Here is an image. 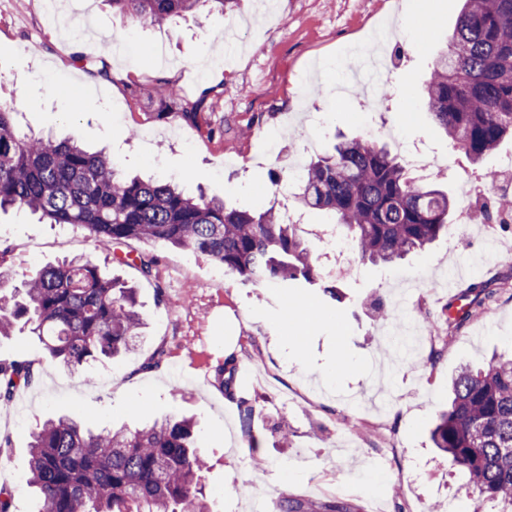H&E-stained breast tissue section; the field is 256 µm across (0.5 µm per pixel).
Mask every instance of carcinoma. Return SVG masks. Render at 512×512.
<instances>
[{"label":"carcinoma","mask_w":512,"mask_h":512,"mask_svg":"<svg viewBox=\"0 0 512 512\" xmlns=\"http://www.w3.org/2000/svg\"><path fill=\"white\" fill-rule=\"evenodd\" d=\"M107 2L147 27L193 12L200 0ZM424 103L473 165L512 139V0H464ZM206 107L204 93L179 116L195 125ZM15 114L0 105V210L79 224L109 253L132 239L163 241L208 257L243 282L285 288L304 282L340 300L334 282L321 279L300 225L286 223L283 212L253 214L192 197L171 182L125 177L101 151L22 133ZM294 198L304 210L330 214L360 259L373 264H390L448 232L455 207L385 146L361 139L343 140L310 161ZM19 322L73 374L129 353L144 325L135 288L84 256L39 270L21 288L0 290V337L12 335ZM236 372L231 360L215 368L214 379L237 401L249 436L255 408L237 395ZM34 378L33 362L0 361V404L11 403ZM432 440L465 472L473 498L512 506V355L459 372ZM206 469L186 418L96 433L59 417L32 436L28 483L41 503L38 512H209L201 485Z\"/></svg>","instance_id":"cac0c4a2"}]
</instances>
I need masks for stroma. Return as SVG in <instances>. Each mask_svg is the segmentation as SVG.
<instances>
[{
    "mask_svg": "<svg viewBox=\"0 0 512 512\" xmlns=\"http://www.w3.org/2000/svg\"><path fill=\"white\" fill-rule=\"evenodd\" d=\"M271 9L247 0L227 12L204 4L195 14L142 28L104 0H63L92 20L90 40L69 38L47 22L42 0H0V99L16 108L32 133L68 138L104 150L125 175L172 179L189 194L223 199L257 212L277 202L274 179H288L294 160L328 152L336 137H372L395 155L423 141L446 155L433 183L458 193L468 164L438 134L423 103L425 83L445 48L462 0H272ZM389 33L381 58L395 70L378 112L365 109L362 90L342 100L323 89L321 63H349L346 49L375 24ZM225 36L221 64L211 49ZM105 60L102 80L73 62L74 52ZM170 84L167 103L151 98L154 81ZM208 107L198 125L179 113L202 91ZM0 238L11 252L6 288L64 258L89 255L135 286L145 325L133 351L88 368L91 381L53 361L28 330L0 338V359L23 358L35 381L0 406V435L11 436L0 486L11 512H38L28 485L29 443L44 421L69 416L90 430L135 428L172 414L192 418L196 444L207 456L202 481L210 512H253L255 499L290 496L320 512L346 502L351 512H467L466 475L435 448L430 430L461 366L486 367L512 351V226L470 224L455 238L381 267L352 256L337 277L343 303L318 290L289 293L217 275L207 257L166 243L133 240L131 254L153 258L151 276L120 265L94 247L76 224H47L29 212H0ZM488 282L493 294L462 326L449 325L451 291ZM424 312L416 326V355L395 361L382 331L399 320L400 297ZM309 302L315 323L293 317ZM289 336L303 337L300 348ZM158 367L146 363L156 350ZM234 358L257 374L248 386L256 409L244 434L235 402L213 380L214 367ZM392 406L353 410L378 391ZM292 393L285 401L284 393ZM287 421L282 443L276 428Z\"/></svg>",
    "mask_w": 512,
    "mask_h": 512,
    "instance_id": "35a3bbf8",
    "label": "stroma"
}]
</instances>
